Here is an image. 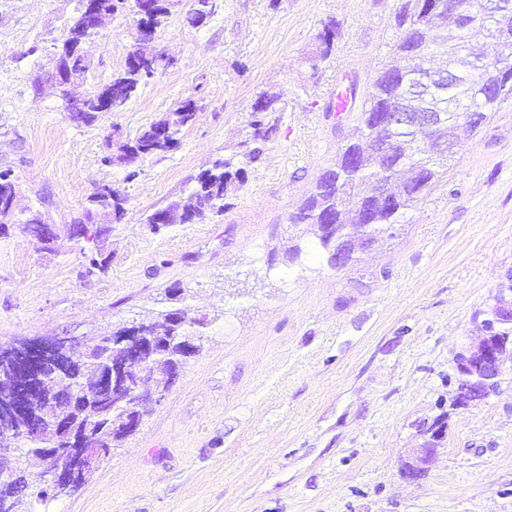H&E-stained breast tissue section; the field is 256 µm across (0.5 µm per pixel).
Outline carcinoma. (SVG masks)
I'll use <instances>...</instances> for the list:
<instances>
[{"label":"carcinoma","instance_id":"cac0c4a2","mask_svg":"<svg viewBox=\"0 0 512 512\" xmlns=\"http://www.w3.org/2000/svg\"><path fill=\"white\" fill-rule=\"evenodd\" d=\"M214 0H192L186 20L191 26L197 25L199 12L212 16ZM171 12L150 10L137 23L158 31L167 22ZM398 35L391 47V60L373 79L358 118L356 136L343 141L336 163L327 169L316 183L314 192L306 199L296 213L297 223L309 224L315 228L321 247L333 254L342 252L346 261H351L354 240L350 229L359 228V239L363 245L377 240L387 233V225L399 223L405 211L421 202L432 187L448 175L450 156H425L420 150L422 133L415 128H401L392 133L394 144L391 153L380 156L373 148V129L384 112H390L399 104L406 105L412 112H446L458 123L475 130L489 119V113L496 106L512 96V24L502 30L497 23L481 14L475 15V23L468 29L448 27V16L429 12L428 0H404L397 17ZM86 35L81 15L73 17L62 44L77 43ZM336 37V24L326 25L319 34V51L313 59L317 62L327 59ZM495 39L497 55L480 63L467 58V44L472 39ZM437 55L442 65L455 67L453 78L447 83L427 79L430 69L424 67L426 58ZM172 63L157 59L152 67L126 65L125 69L112 76V111H122L134 97L140 86ZM201 107L198 102L188 99L168 113L163 122L171 126L174 135L192 124ZM278 98L261 94L254 104L251 126L254 133L268 132L267 114L278 112ZM158 124L153 123L135 139L126 141V151L121 165L129 167L139 160L172 150L167 140L160 137ZM243 179V168L233 164V159L218 160L203 171L190 194L189 203L179 201L163 209L164 222L157 223V214L149 216L147 224L157 233L171 224L191 221L192 212L201 215L224 213V199L228 187ZM397 182L392 191L391 201L377 198L375 191H366L368 183ZM18 190V183L10 168L0 169V205L10 200ZM123 208L89 197V206L74 224L83 227V235L95 238L100 233L98 226L120 220ZM16 223L25 225L28 232L44 236L45 242L59 237L61 231L71 232L73 224L59 227L56 224L40 223L39 213L31 212ZM169 305L144 321L147 327L161 335L169 336L175 342L203 336V329L212 323L206 315L190 316L180 307L183 295L166 294ZM126 326L119 325L112 330V336L82 359L73 376L76 391L87 394L90 410L78 417L72 413L69 402L58 400L51 413H66L78 426L90 423L87 431L88 445L92 448H114L120 442L115 425L117 418L127 409L135 406V397L127 395L119 405H114L112 392L96 391L97 379L110 365L112 359L122 353L121 347L112 343V337L121 335ZM15 370L9 364L0 363V397L9 398ZM48 447L47 438L34 435L20 443L21 466L43 463V449ZM25 479L18 477L9 483L0 478V497H9L14 512L24 497Z\"/></svg>","mask_w":512,"mask_h":512}]
</instances>
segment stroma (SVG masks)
<instances>
[{"instance_id":"1","label":"stroma","mask_w":512,"mask_h":512,"mask_svg":"<svg viewBox=\"0 0 512 512\" xmlns=\"http://www.w3.org/2000/svg\"><path fill=\"white\" fill-rule=\"evenodd\" d=\"M204 24L173 11L150 50L172 67L120 112L74 120L48 80L80 0H0V169L20 185V215L71 223L97 187L124 197L97 240L43 249L23 225L0 232V346L91 340L165 305L215 316L198 352L140 430L75 492L40 512H512V374L453 407L455 354L512 276V97L462 129L448 175L394 237L334 268L292 216L331 167L356 111L337 112L344 78L366 91L396 38L402 0H217ZM329 58L312 65L327 23ZM131 12L89 45L84 94L122 71L136 47ZM280 97L257 159L253 106ZM196 121L178 146L126 167L107 145L135 138L186 98ZM234 158L244 182L223 214L152 232L153 211L186 198L202 170ZM109 268L88 274L84 254ZM443 429L431 442L426 429ZM435 452L418 479L404 461Z\"/></svg>"}]
</instances>
